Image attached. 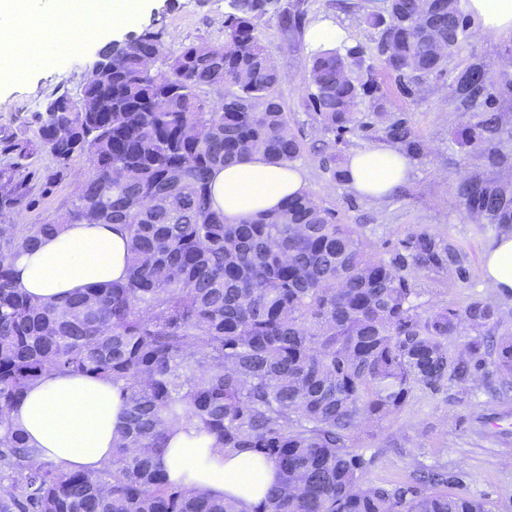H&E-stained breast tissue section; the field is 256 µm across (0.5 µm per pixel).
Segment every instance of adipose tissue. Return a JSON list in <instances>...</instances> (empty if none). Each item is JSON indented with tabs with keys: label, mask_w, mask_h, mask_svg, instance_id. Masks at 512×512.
I'll return each mask as SVG.
<instances>
[{
	"label": "adipose tissue",
	"mask_w": 512,
	"mask_h": 512,
	"mask_svg": "<svg viewBox=\"0 0 512 512\" xmlns=\"http://www.w3.org/2000/svg\"><path fill=\"white\" fill-rule=\"evenodd\" d=\"M143 0H51L60 24L109 20L122 27L142 8ZM482 32L512 31V0H462ZM41 18L39 0H0V73L18 70L19 57L31 55L16 40L19 23ZM409 171L397 148L380 144L356 151L345 167V181L363 197L392 193ZM308 173L293 164L273 163L255 154L215 169L213 206L226 222L281 206L305 190ZM125 230L117 224H73L60 235L43 238L34 251L13 258L19 291L52 303L75 292L124 280L127 276ZM483 277L494 296L512 293V234L492 241L485 252ZM121 395L118 385L88 376L51 372L13 408V423L39 448L40 461L71 470L100 468L119 437ZM172 481L212 496H231L244 512H253L276 481L275 464L251 452H226L211 437L172 431L164 455Z\"/></svg>",
	"instance_id": "obj_1"
}]
</instances>
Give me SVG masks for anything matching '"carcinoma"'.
<instances>
[{
	"mask_svg": "<svg viewBox=\"0 0 512 512\" xmlns=\"http://www.w3.org/2000/svg\"><path fill=\"white\" fill-rule=\"evenodd\" d=\"M224 40L161 52L146 30L97 55L109 71L52 93L34 139L0 133V218L34 210L75 155L90 163L56 221L0 224V512H242L189 492L162 466L168 433L214 437L226 452L272 460L277 480L253 512H494L425 467L403 485L367 483L364 429L417 389L512 392V334L486 299L429 308L412 275L470 278L460 250L427 229L374 256L360 232L305 191L234 224L212 206L214 168L260 153L291 164L305 144L272 95L281 81L256 34L270 13L299 30L303 13L274 0H232ZM378 51L409 79L439 73L466 37L458 0H389ZM363 50L317 51L303 75L325 130L366 124L354 112ZM493 163L500 117L478 122ZM417 151L407 121L386 127ZM46 154L55 166H44ZM477 223L512 233V187L478 176L457 188ZM124 225V281L50 305L15 288L10 259L68 224ZM49 371L119 385L121 440L95 470L35 464L39 449L10 411Z\"/></svg>",
	"mask_w": 512,
	"mask_h": 512,
	"instance_id": "carcinoma-1",
	"label": "carcinoma"
}]
</instances>
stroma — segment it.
Segmentation results:
<instances>
[{"mask_svg": "<svg viewBox=\"0 0 512 512\" xmlns=\"http://www.w3.org/2000/svg\"><path fill=\"white\" fill-rule=\"evenodd\" d=\"M304 14L305 24L329 20L349 33L350 47L362 48L364 70L357 79L373 76L375 85L357 101L358 118L364 128L346 134L335 143L316 122L307 104L302 84L311 50L304 36L285 30L277 15L257 23V33L272 65L282 79L275 95L288 114L293 132L308 150L298 163L308 174L307 189L323 206L335 211L340 223L362 233L371 254L394 248L406 235L425 228L461 248L471 277L459 282L447 274L416 276L415 286L429 307L449 303L463 305L473 298L489 297L482 275L483 254L495 234L482 229L466 211L456 187L470 176L512 185V164L491 166L480 143L462 145V132L479 122L482 113L501 118L500 147L512 152V33L480 34L468 22L466 38L449 58L443 72L415 79L402 87L378 52V33L367 20L374 0H287ZM228 0H145L138 16L124 28L100 27L77 37L61 32L56 49L43 64L0 82V130L30 138L32 117L59 86L69 89L83 80L94 52L110 42L151 29L161 35L162 49L177 52L183 44L204 39L223 41L222 22ZM480 68L489 83L479 101L468 100L460 91L466 73ZM386 103L387 115H375L377 100ZM406 118L420 144L411 156L408 177L393 194L373 200L356 195L339 173L354 152L385 143L384 128L390 120ZM333 146L335 157L324 160L320 149ZM86 156H74L66 181L57 192L25 216V223L53 221L64 211L66 199L85 180ZM512 418V399L493 398L483 387L460 394L453 390H418L405 406L380 426L362 435V452L370 461L364 478L376 485L411 481L419 466L442 465L458 474L455 492L491 502L497 512H512V431L497 428L499 417Z\"/></svg>", "mask_w": 512, "mask_h": 512, "instance_id": "stroma-1", "label": "stroma"}]
</instances>
